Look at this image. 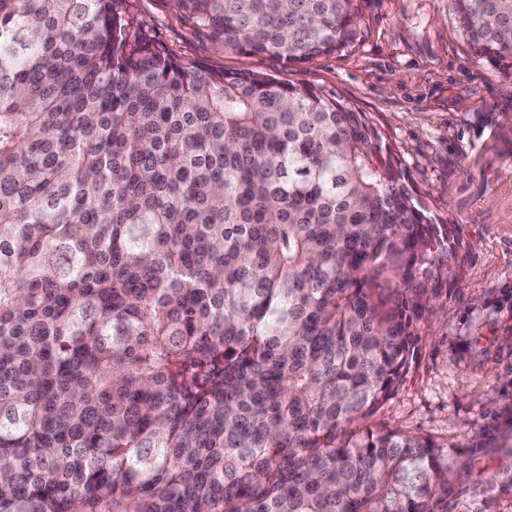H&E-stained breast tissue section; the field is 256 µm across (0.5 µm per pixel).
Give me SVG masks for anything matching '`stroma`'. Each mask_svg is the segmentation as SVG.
Here are the masks:
<instances>
[{"label":"stroma","instance_id":"obj_1","mask_svg":"<svg viewBox=\"0 0 512 512\" xmlns=\"http://www.w3.org/2000/svg\"><path fill=\"white\" fill-rule=\"evenodd\" d=\"M157 47L215 71L313 85L365 112L411 187L468 246L373 425L456 461L448 512H512V79L479 61L451 0H355L361 39L306 63L222 50L168 0H133Z\"/></svg>","mask_w":512,"mask_h":512}]
</instances>
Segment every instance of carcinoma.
Here are the masks:
<instances>
[{
	"mask_svg": "<svg viewBox=\"0 0 512 512\" xmlns=\"http://www.w3.org/2000/svg\"><path fill=\"white\" fill-rule=\"evenodd\" d=\"M220 48L351 47L353 0H172ZM512 77V0H453ZM339 95L151 48L130 0H0V512H448L375 427L463 259Z\"/></svg>",
	"mask_w": 512,
	"mask_h": 512,
	"instance_id": "carcinoma-1",
	"label": "carcinoma"
}]
</instances>
